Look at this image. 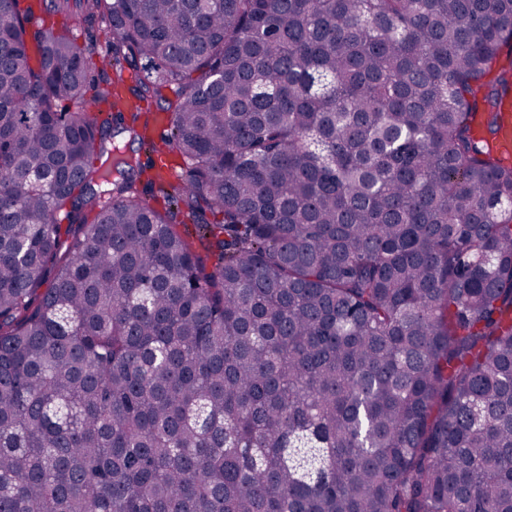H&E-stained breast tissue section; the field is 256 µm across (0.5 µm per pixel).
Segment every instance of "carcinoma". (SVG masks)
Returning a JSON list of instances; mask_svg holds the SVG:
<instances>
[{
    "mask_svg": "<svg viewBox=\"0 0 512 512\" xmlns=\"http://www.w3.org/2000/svg\"><path fill=\"white\" fill-rule=\"evenodd\" d=\"M509 43L512 0H0V512H512ZM499 127L488 145L493 155L503 158L506 163L512 160V93L503 96L499 107Z\"/></svg>",
    "mask_w": 512,
    "mask_h": 512,
    "instance_id": "1",
    "label": "carcinoma"
}]
</instances>
